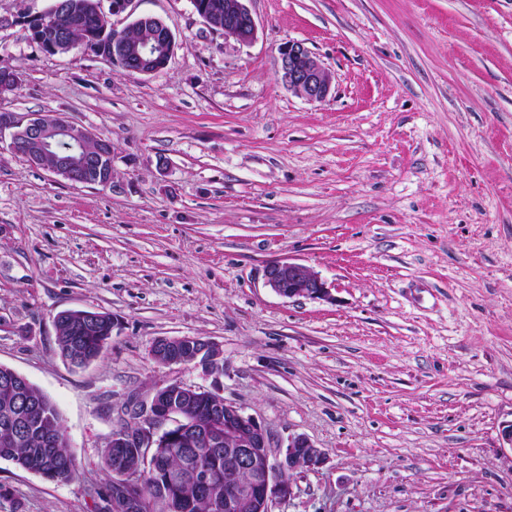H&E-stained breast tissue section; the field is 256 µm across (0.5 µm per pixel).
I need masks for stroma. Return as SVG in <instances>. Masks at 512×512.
<instances>
[{"instance_id": "stroma-1", "label": "stroma", "mask_w": 512, "mask_h": 512, "mask_svg": "<svg viewBox=\"0 0 512 512\" xmlns=\"http://www.w3.org/2000/svg\"><path fill=\"white\" fill-rule=\"evenodd\" d=\"M51 3L0 0V112L89 127L112 183L0 148V364L56 406L79 470L0 460V512H101L117 408L172 381L322 450L273 512H512V0H248V44L191 0H100L171 30L153 74L47 52L26 28ZM291 42L332 72L325 100L281 81ZM283 260L329 298L267 287ZM67 309L112 314L101 359L61 358ZM180 336L216 342L223 376L152 360Z\"/></svg>"}]
</instances>
